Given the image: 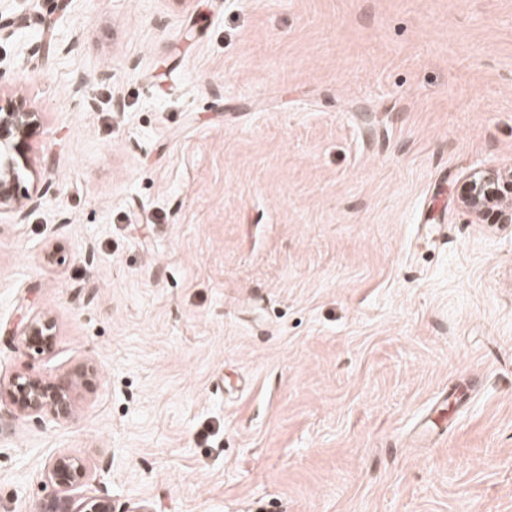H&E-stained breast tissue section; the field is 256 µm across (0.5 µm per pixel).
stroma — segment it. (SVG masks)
<instances>
[{
    "label": "stroma",
    "instance_id": "35a3bbf8",
    "mask_svg": "<svg viewBox=\"0 0 512 512\" xmlns=\"http://www.w3.org/2000/svg\"><path fill=\"white\" fill-rule=\"evenodd\" d=\"M41 114L0 214V512H512V0H0ZM56 325L18 348L19 307ZM458 202L482 224H512V166L474 169L463 180ZM79 383L80 378L67 383H51L17 376L8 395L23 416L45 415L56 421H67L74 414L73 389ZM86 477L80 463L66 455L52 458L47 466V478L55 485L56 495L41 503L40 512H115L112 497L98 495L76 497L74 491Z\"/></svg>",
    "mask_w": 512,
    "mask_h": 512
}]
</instances>
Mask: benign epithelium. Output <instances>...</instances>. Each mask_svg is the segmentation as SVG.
<instances>
[{"label":"benign epithelium","mask_w":512,"mask_h":512,"mask_svg":"<svg viewBox=\"0 0 512 512\" xmlns=\"http://www.w3.org/2000/svg\"><path fill=\"white\" fill-rule=\"evenodd\" d=\"M40 122L41 113L26 101L0 94V212L36 208L43 202V194L23 186ZM458 202L482 224H512V166L474 169L460 186ZM15 338L22 348L43 352L54 342L55 324L48 317L33 316ZM79 383L78 378L51 383L18 376L8 395L23 416L67 421L74 414L73 389ZM85 477V468L74 459L66 455L52 458L47 478L55 485L56 495L41 503L40 512H115L112 497L105 492L75 496Z\"/></svg>","instance_id":"1"}]
</instances>
